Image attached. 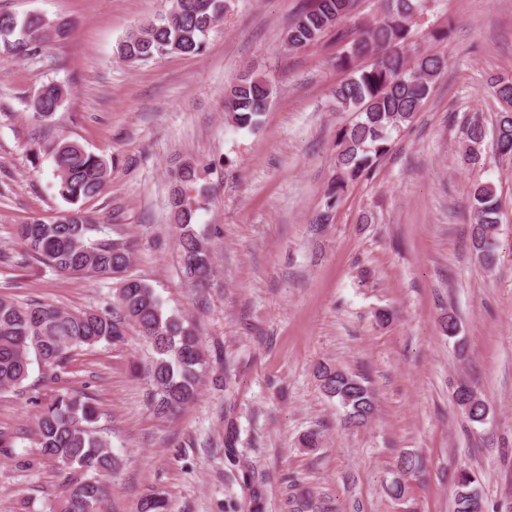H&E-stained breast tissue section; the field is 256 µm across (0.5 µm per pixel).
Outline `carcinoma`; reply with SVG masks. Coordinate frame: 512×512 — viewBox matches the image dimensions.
<instances>
[{"instance_id": "1", "label": "carcinoma", "mask_w": 512, "mask_h": 512, "mask_svg": "<svg viewBox=\"0 0 512 512\" xmlns=\"http://www.w3.org/2000/svg\"><path fill=\"white\" fill-rule=\"evenodd\" d=\"M358 0H308L290 24L288 49H300L336 29V42L344 44L336 66L350 71L332 92L336 110L357 112V119L338 132L334 176L328 195L338 196L348 184L369 174L390 151L393 135L411 124L447 70V59L421 53L410 59L408 38L413 15L421 0H384L383 16L374 24L353 31L345 27ZM224 0H170V7L138 26L118 44L117 53L131 64L157 56L198 55L206 37L222 17ZM69 32V24L44 19L39 14L18 17L0 12V48L24 60ZM69 90L49 83L29 101L37 120H49L61 107ZM272 84L263 76L246 72L224 92V111L239 128L257 125L270 105ZM495 153L512 155V112L497 115L492 133L479 122L466 130L461 160L466 165L482 160L486 139ZM50 156L60 197L72 208L51 221L34 219L17 227V241L30 258L55 271L78 278H114L120 288L112 311L69 312L52 304L26 307L0 297V392L22 385L30 366L38 362L52 369L61 367L80 348L123 340L133 327L152 348L145 367L153 390V410L169 419L197 397L210 366L194 323L184 314L168 311L149 284L125 275L133 264L136 243L105 227L77 207L82 200L102 193L109 182L106 160L75 141L61 138L43 146ZM204 165L187 160L171 173L170 220L175 228L185 276L205 286L214 276L213 245L197 228L198 198L208 188L198 185ZM470 237L477 259L494 263L497 231L495 190L489 183L475 185L470 194ZM316 378L326 396L344 411L349 429L366 426L376 413L372 388L365 378L335 364L323 362ZM456 403L473 423L487 418L485 400L469 386L455 391ZM38 407L34 440L41 455L64 469L83 473L69 479L50 512H97L107 491V480L120 466L110 445L99 436V410L95 400L82 392H57L46 400H32ZM423 461L411 452L398 458V469L419 474ZM478 477L462 468L455 479V512H483L477 489ZM138 512H171L167 498L159 493L143 496Z\"/></svg>"}]
</instances>
